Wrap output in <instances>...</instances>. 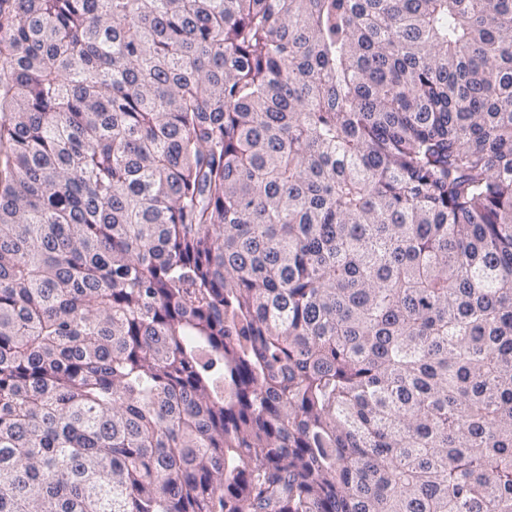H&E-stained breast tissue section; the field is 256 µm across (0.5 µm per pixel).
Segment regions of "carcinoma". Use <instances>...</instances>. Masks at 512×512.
I'll list each match as a JSON object with an SVG mask.
<instances>
[{"mask_svg":"<svg viewBox=\"0 0 512 512\" xmlns=\"http://www.w3.org/2000/svg\"><path fill=\"white\" fill-rule=\"evenodd\" d=\"M0 512H512V0H0Z\"/></svg>","mask_w":512,"mask_h":512,"instance_id":"1","label":"carcinoma"}]
</instances>
